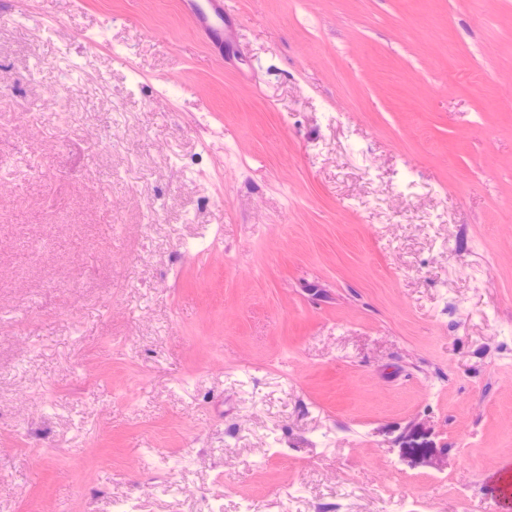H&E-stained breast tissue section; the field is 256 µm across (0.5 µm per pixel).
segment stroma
<instances>
[{"label": "stroma", "mask_w": 512, "mask_h": 512, "mask_svg": "<svg viewBox=\"0 0 512 512\" xmlns=\"http://www.w3.org/2000/svg\"><path fill=\"white\" fill-rule=\"evenodd\" d=\"M0 0V512H501L512 0ZM189 9L194 11L199 19V26L207 36H213L219 41L220 50L223 48L224 39V13L216 0H208L210 13H206L197 8L194 0L185 2Z\"/></svg>", "instance_id": "35a3bbf8"}]
</instances>
